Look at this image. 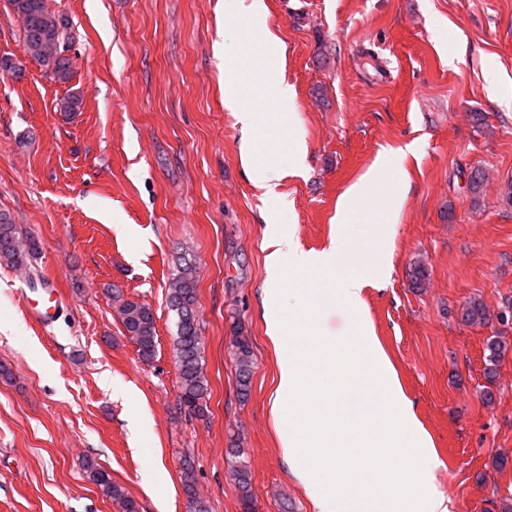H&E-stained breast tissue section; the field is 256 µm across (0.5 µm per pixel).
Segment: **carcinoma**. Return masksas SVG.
Returning <instances> with one entry per match:
<instances>
[{"mask_svg": "<svg viewBox=\"0 0 512 512\" xmlns=\"http://www.w3.org/2000/svg\"><path fill=\"white\" fill-rule=\"evenodd\" d=\"M19 4L16 12L21 22V35L26 50L58 82H67L72 77L71 59L58 55L71 47L67 24L45 6V0H10ZM60 50H55L54 45ZM39 245L33 237H23L11 215L0 210V264L28 274L31 259L38 252ZM197 264L181 258L169 281L167 306L177 316L175 337V357L179 378L178 402L180 408L190 416L202 417L206 405L207 379L204 372L202 341L198 317ZM117 315L129 336L137 346L139 358L148 363L157 351L155 315L148 305L132 300L119 299ZM488 319L487 310L479 300H472L464 308L462 323L467 326L481 325ZM512 345L501 336H491L485 345V365L487 381L494 382L496 366ZM230 356L234 366L238 396L245 400L251 390L254 369L251 341L237 326L230 339ZM226 459L230 474L235 483L242 512H255L252 493V474L249 462L241 448L226 449ZM88 477L101 489L103 494L119 508V512H138L137 502L125 489L112 482L111 475L100 466L97 460L89 457L84 461ZM181 482L188 498L186 512H209L208 503L196 489L194 468L191 459L182 461Z\"/></svg>", "mask_w": 512, "mask_h": 512, "instance_id": "carcinoma-1", "label": "carcinoma"}]
</instances>
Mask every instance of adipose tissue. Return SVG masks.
I'll return each mask as SVG.
<instances>
[{
	"mask_svg": "<svg viewBox=\"0 0 512 512\" xmlns=\"http://www.w3.org/2000/svg\"><path fill=\"white\" fill-rule=\"evenodd\" d=\"M224 107L233 112L242 126V138L240 151L246 165L249 167H260V180L266 188H274L277 181L284 178L285 173L277 167L267 164L264 166L257 163L256 144L253 140V131L257 126L260 113L254 101L249 97L245 89L236 82L224 86Z\"/></svg>",
	"mask_w": 512,
	"mask_h": 512,
	"instance_id": "ef3b65f1",
	"label": "adipose tissue"
}]
</instances>
